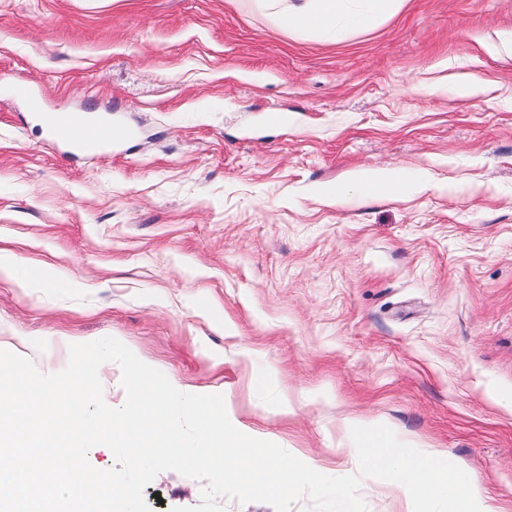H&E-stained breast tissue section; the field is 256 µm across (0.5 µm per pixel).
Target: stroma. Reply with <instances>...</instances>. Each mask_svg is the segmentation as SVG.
Wrapping results in <instances>:
<instances>
[{"label":"stroma","instance_id":"stroma-1","mask_svg":"<svg viewBox=\"0 0 512 512\" xmlns=\"http://www.w3.org/2000/svg\"><path fill=\"white\" fill-rule=\"evenodd\" d=\"M508 31L512 0H404L334 40L258 0H0V251L67 284L0 276V349L55 373L112 337L324 475L357 473L352 423L385 425L512 512ZM22 83L134 137L66 158ZM367 169L402 181L321 196ZM201 488L168 470L144 496Z\"/></svg>","mask_w":512,"mask_h":512}]
</instances>
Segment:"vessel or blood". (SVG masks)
<instances>
[{"label":"vessel or blood","mask_w":512,"mask_h":512,"mask_svg":"<svg viewBox=\"0 0 512 512\" xmlns=\"http://www.w3.org/2000/svg\"><path fill=\"white\" fill-rule=\"evenodd\" d=\"M40 119L47 135L70 155L95 152L127 136L109 121L82 110L44 112Z\"/></svg>","instance_id":"vessel-or-blood-1"}]
</instances>
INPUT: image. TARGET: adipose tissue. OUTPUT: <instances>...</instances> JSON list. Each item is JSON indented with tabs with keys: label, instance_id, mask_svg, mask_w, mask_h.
Here are the masks:
<instances>
[{
	"label": "adipose tissue",
	"instance_id": "1",
	"mask_svg": "<svg viewBox=\"0 0 512 512\" xmlns=\"http://www.w3.org/2000/svg\"><path fill=\"white\" fill-rule=\"evenodd\" d=\"M277 24L291 31L314 30L324 38L361 29L391 14L401 0H264Z\"/></svg>",
	"mask_w": 512,
	"mask_h": 512
}]
</instances>
